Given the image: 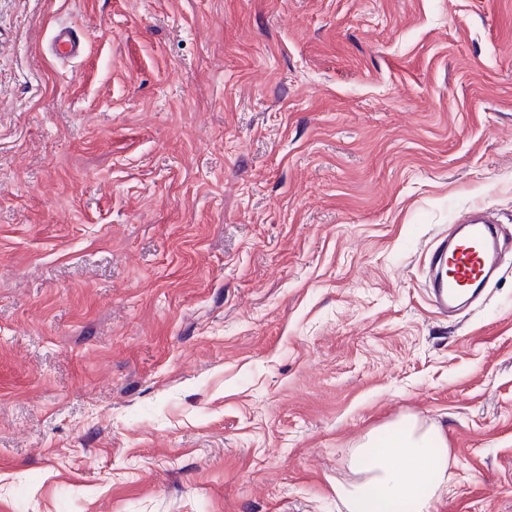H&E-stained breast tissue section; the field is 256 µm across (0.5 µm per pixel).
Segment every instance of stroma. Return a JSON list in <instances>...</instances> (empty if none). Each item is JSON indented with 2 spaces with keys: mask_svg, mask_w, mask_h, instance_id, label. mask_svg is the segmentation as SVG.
I'll return each mask as SVG.
<instances>
[{
  "mask_svg": "<svg viewBox=\"0 0 512 512\" xmlns=\"http://www.w3.org/2000/svg\"><path fill=\"white\" fill-rule=\"evenodd\" d=\"M478 206L512 0H0V512H346L412 417L432 512H512V253L425 292ZM83 43L75 30L69 27L59 28L53 36L49 50L59 59H71L83 52ZM492 224L488 215L476 219L465 214L457 221L458 232L433 250L430 264L435 274L427 291L437 312L448 314L468 306L496 274L506 234Z\"/></svg>",
  "mask_w": 512,
  "mask_h": 512,
  "instance_id": "obj_1",
  "label": "stroma"
}]
</instances>
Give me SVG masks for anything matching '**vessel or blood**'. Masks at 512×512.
Instances as JSON below:
<instances>
[{
    "mask_svg": "<svg viewBox=\"0 0 512 512\" xmlns=\"http://www.w3.org/2000/svg\"><path fill=\"white\" fill-rule=\"evenodd\" d=\"M49 50L59 59H70L83 51L75 30L59 28ZM505 241L490 218L464 215L457 222V232L442 240L431 254L435 274L429 282L428 296L437 312L460 311L473 302L482 287L496 274Z\"/></svg>",
    "mask_w": 512,
    "mask_h": 512,
    "instance_id": "vessel-or-blood-1",
    "label": "vessel or blood"
}]
</instances>
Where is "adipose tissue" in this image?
Returning a JSON list of instances; mask_svg holds the SVG:
<instances>
[{
    "mask_svg": "<svg viewBox=\"0 0 512 512\" xmlns=\"http://www.w3.org/2000/svg\"><path fill=\"white\" fill-rule=\"evenodd\" d=\"M352 463L358 481L336 486L347 512H431L448 491V437L434 424L409 419L395 433H370Z\"/></svg>",
    "mask_w": 512,
    "mask_h": 512,
    "instance_id": "obj_1",
    "label": "adipose tissue"
}]
</instances>
